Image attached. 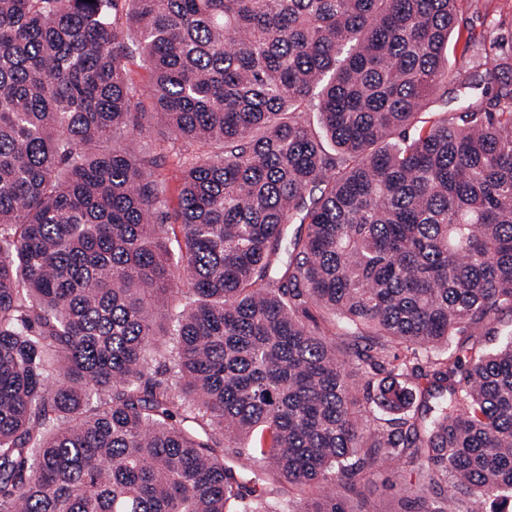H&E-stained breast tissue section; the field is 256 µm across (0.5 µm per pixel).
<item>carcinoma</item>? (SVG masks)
I'll use <instances>...</instances> for the list:
<instances>
[{
  "label": "carcinoma",
  "instance_id": "1",
  "mask_svg": "<svg viewBox=\"0 0 512 512\" xmlns=\"http://www.w3.org/2000/svg\"><path fill=\"white\" fill-rule=\"evenodd\" d=\"M456 4L0 0V512L512 504V50L450 74ZM160 178L166 185V209L173 212L179 206V193L181 188L182 168L175 158H170L160 170ZM483 347L487 351L496 349L504 344L512 336V316L504 314L500 321L483 329ZM391 467L383 470L376 483L365 489L368 512H404L409 507L401 502V488L414 483L415 474L401 469L396 471Z\"/></svg>",
  "mask_w": 512,
  "mask_h": 512
}]
</instances>
